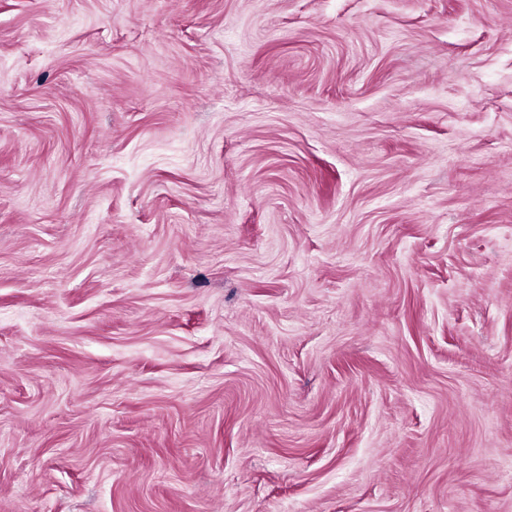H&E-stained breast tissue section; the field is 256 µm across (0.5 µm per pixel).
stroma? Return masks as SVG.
Wrapping results in <instances>:
<instances>
[{
    "label": "stroma",
    "instance_id": "1",
    "mask_svg": "<svg viewBox=\"0 0 512 512\" xmlns=\"http://www.w3.org/2000/svg\"><path fill=\"white\" fill-rule=\"evenodd\" d=\"M0 512H512V0H0Z\"/></svg>",
    "mask_w": 512,
    "mask_h": 512
}]
</instances>
